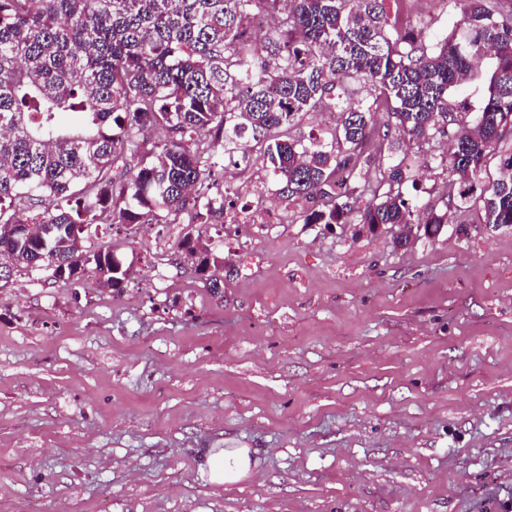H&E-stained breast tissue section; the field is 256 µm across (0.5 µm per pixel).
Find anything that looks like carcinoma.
Segmentation results:
<instances>
[{
  "label": "carcinoma",
  "mask_w": 512,
  "mask_h": 512,
  "mask_svg": "<svg viewBox=\"0 0 512 512\" xmlns=\"http://www.w3.org/2000/svg\"><path fill=\"white\" fill-rule=\"evenodd\" d=\"M385 0H0V283L14 273L54 284L93 278L119 291L132 265L82 239L114 224L137 230L186 212L177 247L223 296L224 189L214 168L249 132L257 159L289 202L317 200L306 224L387 233L396 250L441 234L454 212L482 201L487 223L512 230V10L461 0L450 32H401ZM258 11L273 22L263 45ZM494 72L477 112L448 98L479 63ZM388 120L377 119L379 103ZM319 105L338 112L321 137L278 131ZM443 207L406 194L411 144L435 142ZM151 128L168 134L140 153ZM387 150L381 178L375 154ZM497 159L498 176L486 164ZM213 226L216 239L201 236Z\"/></svg>",
  "instance_id": "obj_1"
}]
</instances>
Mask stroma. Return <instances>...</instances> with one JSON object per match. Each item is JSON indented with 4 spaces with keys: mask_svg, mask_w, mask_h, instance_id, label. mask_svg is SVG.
Listing matches in <instances>:
<instances>
[{
    "mask_svg": "<svg viewBox=\"0 0 512 512\" xmlns=\"http://www.w3.org/2000/svg\"><path fill=\"white\" fill-rule=\"evenodd\" d=\"M445 35L459 0H388ZM210 293L168 227L93 239L121 292L26 272L0 288V512H506L512 231L482 205L432 240L305 224ZM206 448L259 473L210 482Z\"/></svg>",
    "mask_w": 512,
    "mask_h": 512,
    "instance_id": "stroma-1",
    "label": "stroma"
}]
</instances>
